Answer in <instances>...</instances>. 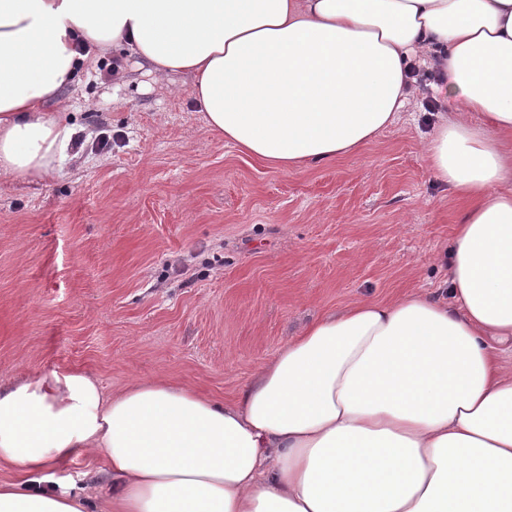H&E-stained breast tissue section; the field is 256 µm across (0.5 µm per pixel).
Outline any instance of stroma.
<instances>
[{
	"mask_svg": "<svg viewBox=\"0 0 512 512\" xmlns=\"http://www.w3.org/2000/svg\"><path fill=\"white\" fill-rule=\"evenodd\" d=\"M122 61L63 94L95 132L74 165L0 174L1 376L167 377L229 402L311 321L443 287L462 203L424 153L432 87L356 155L284 172L212 132L187 77L173 95Z\"/></svg>",
	"mask_w": 512,
	"mask_h": 512,
	"instance_id": "1",
	"label": "stroma"
}]
</instances>
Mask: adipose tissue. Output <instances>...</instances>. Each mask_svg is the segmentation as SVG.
I'll return each mask as SVG.
<instances>
[{
    "label": "adipose tissue",
    "instance_id": "adipose-tissue-1",
    "mask_svg": "<svg viewBox=\"0 0 512 512\" xmlns=\"http://www.w3.org/2000/svg\"><path fill=\"white\" fill-rule=\"evenodd\" d=\"M190 77L206 125L281 171L402 118L413 58L448 111L425 143L466 201L446 296L307 324L234 402L169 378L0 377V512H512V0H0V173H62V99L98 55ZM103 456L112 492L53 467Z\"/></svg>",
    "mask_w": 512,
    "mask_h": 512
}]
</instances>
